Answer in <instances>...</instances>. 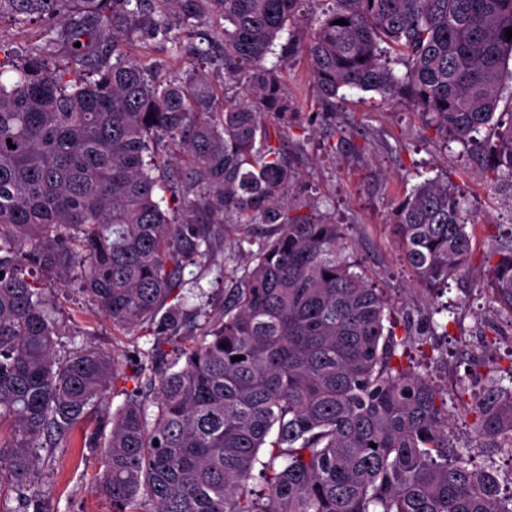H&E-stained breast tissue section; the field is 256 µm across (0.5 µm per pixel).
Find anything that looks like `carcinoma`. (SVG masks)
<instances>
[{
	"label": "carcinoma",
	"mask_w": 512,
	"mask_h": 512,
	"mask_svg": "<svg viewBox=\"0 0 512 512\" xmlns=\"http://www.w3.org/2000/svg\"><path fill=\"white\" fill-rule=\"evenodd\" d=\"M163 1L183 20L224 21V100L187 74L146 77L123 50ZM304 0H0V19L52 21L77 81L29 49L0 81V463L31 486L39 448L73 447L110 396L93 492L112 512H512L495 456L512 457V368L473 396L478 464L448 437L446 393L406 366L384 291L346 253L326 215L291 213L292 173L265 113L289 111L267 54ZM306 48L322 111L344 90L402 100L427 125L512 181V112L496 113L512 59V0H334ZM346 24L339 25L337 20ZM80 46H75V43ZM401 64L399 73L394 65ZM194 155L188 180L211 224H176L160 205V144ZM275 224L224 301V318L168 361L161 341L120 364L95 348L61 356L34 272L87 264L83 292L112 325L170 330L186 321L181 273L223 222ZM390 228L416 280L434 293L465 274L469 217L448 184L427 179ZM489 297L512 318V239L485 259ZM235 356L239 361H232ZM131 387H126V384Z\"/></svg>",
	"instance_id": "cac0c4a2"
}]
</instances>
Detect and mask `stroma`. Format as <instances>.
<instances>
[{"label": "stroma", "instance_id": "stroma-1", "mask_svg": "<svg viewBox=\"0 0 512 512\" xmlns=\"http://www.w3.org/2000/svg\"><path fill=\"white\" fill-rule=\"evenodd\" d=\"M332 6V0H307L288 24L289 39L279 40L274 48L285 64L283 77L291 100L287 116L269 120V130L279 133L278 145L293 173L285 194L301 213L326 212L341 224L353 259L384 289L397 321L409 324L412 342L404 351V362L447 390L450 435L479 463L484 456L473 431L474 416L458 400L457 391L463 386L468 394L482 393L492 371L512 367V350L506 344L491 337L481 343L474 339L482 323L501 317L499 305L488 300L483 258L512 237V191L493 182L482 160L460 143L446 142L428 129L421 113L404 102L354 92L337 99L335 112H322L304 46ZM155 18L167 24L166 34L149 28L128 33L126 54L145 64L154 81L190 71L213 87H223V23L182 22L166 8L158 9ZM0 36L15 55L41 44L52 64L72 66L68 47L52 38L48 24L21 25L5 18L0 20ZM427 178L454 188L472 220L469 272L440 298L414 282L388 225L396 203ZM273 230L270 224L229 221L217 247L186 267L184 307L191 320L169 336L166 351L193 344L200 324L222 314L225 289L242 276L250 261L248 251L238 249V241ZM82 274V267L76 266L65 279L51 275L44 281L53 303L58 350L94 347L122 359L136 349L150 348L151 335L138 328L115 329L96 313L79 289ZM442 302L450 309L447 335L421 338V330ZM110 429L96 410L79 430L80 435L94 437V447L75 446L65 453L38 449L35 482L45 495L46 512H111L109 502L90 490Z\"/></svg>", "mask_w": 512, "mask_h": 512}]
</instances>
